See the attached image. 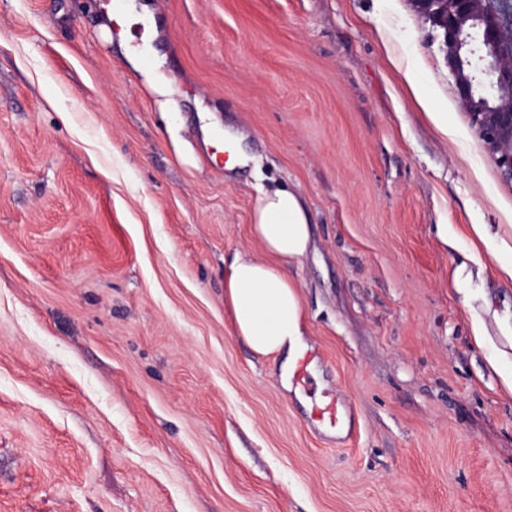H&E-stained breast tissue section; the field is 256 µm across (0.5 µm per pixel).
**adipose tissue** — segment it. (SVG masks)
Here are the masks:
<instances>
[{"label": "adipose tissue", "mask_w": 512, "mask_h": 512, "mask_svg": "<svg viewBox=\"0 0 512 512\" xmlns=\"http://www.w3.org/2000/svg\"><path fill=\"white\" fill-rule=\"evenodd\" d=\"M251 235L263 256L236 253L224 272V302L236 333L265 357L294 358L304 345V315L285 268L310 246L309 216L284 188H258Z\"/></svg>", "instance_id": "obj_1"}]
</instances>
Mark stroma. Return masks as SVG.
I'll return each instance as SVG.
<instances>
[{
	"label": "stroma",
	"instance_id": "stroma-1",
	"mask_svg": "<svg viewBox=\"0 0 512 512\" xmlns=\"http://www.w3.org/2000/svg\"><path fill=\"white\" fill-rule=\"evenodd\" d=\"M145 2L152 35L0 0V512H512V184L438 30L412 0ZM147 36L163 96L121 48ZM260 183L309 214L288 275L349 443L224 304Z\"/></svg>",
	"mask_w": 512,
	"mask_h": 512
}]
</instances>
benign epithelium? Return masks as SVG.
Returning a JSON list of instances; mask_svg holds the SVG:
<instances>
[{
    "label": "benign epithelium",
    "mask_w": 512,
    "mask_h": 512,
    "mask_svg": "<svg viewBox=\"0 0 512 512\" xmlns=\"http://www.w3.org/2000/svg\"><path fill=\"white\" fill-rule=\"evenodd\" d=\"M440 29L458 99L501 176L512 182V0H413Z\"/></svg>",
    "instance_id": "7a95c632"
}]
</instances>
